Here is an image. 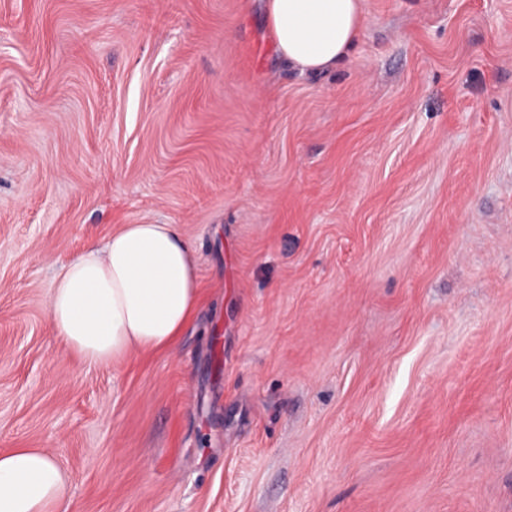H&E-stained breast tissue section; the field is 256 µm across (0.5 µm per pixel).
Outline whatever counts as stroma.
<instances>
[{
    "label": "stroma",
    "mask_w": 512,
    "mask_h": 512,
    "mask_svg": "<svg viewBox=\"0 0 512 512\" xmlns=\"http://www.w3.org/2000/svg\"><path fill=\"white\" fill-rule=\"evenodd\" d=\"M177 224L199 311L82 362L55 276ZM69 512H512V0H364L324 75L264 0H0V450Z\"/></svg>",
    "instance_id": "stroma-1"
}]
</instances>
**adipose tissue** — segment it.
<instances>
[{"label": "adipose tissue", "mask_w": 512, "mask_h": 512, "mask_svg": "<svg viewBox=\"0 0 512 512\" xmlns=\"http://www.w3.org/2000/svg\"><path fill=\"white\" fill-rule=\"evenodd\" d=\"M280 56L300 74L332 70L357 41L362 0H265ZM200 301L192 247L176 224H125L64 265L47 299L58 337L82 361L109 365L173 348ZM68 473L41 448L0 452V512H60Z\"/></svg>", "instance_id": "obj_1"}]
</instances>
